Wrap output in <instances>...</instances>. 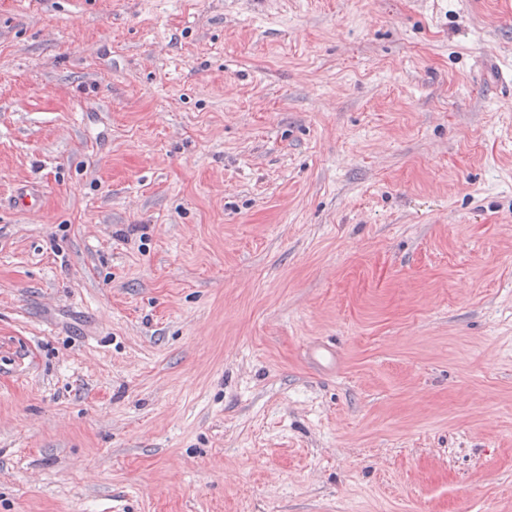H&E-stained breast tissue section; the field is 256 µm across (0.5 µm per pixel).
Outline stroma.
<instances>
[{
	"instance_id": "35a3bbf8",
	"label": "stroma",
	"mask_w": 512,
	"mask_h": 512,
	"mask_svg": "<svg viewBox=\"0 0 512 512\" xmlns=\"http://www.w3.org/2000/svg\"><path fill=\"white\" fill-rule=\"evenodd\" d=\"M0 512H512V0H0Z\"/></svg>"
}]
</instances>
